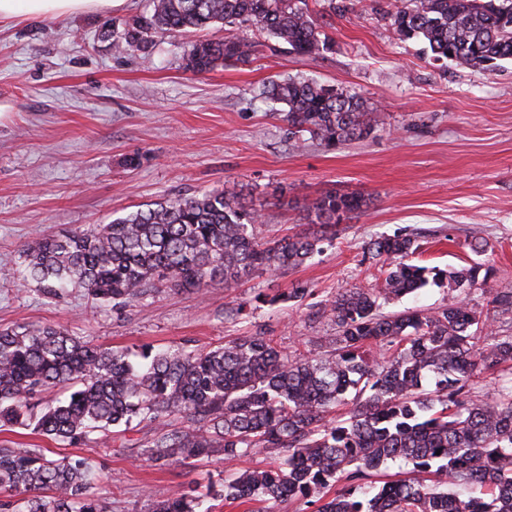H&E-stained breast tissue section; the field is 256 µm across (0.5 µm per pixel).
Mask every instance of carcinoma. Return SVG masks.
<instances>
[{
  "label": "carcinoma",
  "mask_w": 512,
  "mask_h": 512,
  "mask_svg": "<svg viewBox=\"0 0 512 512\" xmlns=\"http://www.w3.org/2000/svg\"><path fill=\"white\" fill-rule=\"evenodd\" d=\"M114 42L138 45L154 31L220 25L224 37L194 43L184 68L206 74L246 65L262 48L320 57L331 38L300 0H152ZM403 40L417 39L433 59L461 69L495 70L512 59V0H396L387 12ZM258 25L264 41L232 34ZM287 107L282 118L295 146L306 139L332 148L365 139L379 116L363 98L333 85L295 77L265 87ZM368 206L353 194L329 193L306 204L321 234L266 239L261 215L247 208L235 183L221 191L158 202L110 224L28 242L18 270L51 298L82 288L112 306L138 302L164 288L173 293L222 284L236 288L257 269H295L336 239L340 223ZM419 244L400 232L369 243L384 268L376 287L350 285L320 304L336 335L322 354L292 357L262 333L208 349L145 348L138 359L89 345L60 325L0 329V426L20 427L65 445L132 423L150 428L141 455L178 463L215 452L234 460L281 448L283 460L245 470L221 489L189 486L157 494L153 512H211L213 495L229 503H261L274 512L302 500L311 512H512V391L470 395L475 378L512 367V335L492 322L512 313V290L496 291L482 312L460 300L437 309L389 315L382 302L428 283L477 284L480 265L441 271L409 261ZM297 284L269 299L301 302ZM383 348L374 356L371 346ZM339 406L338 419L328 415ZM179 414L181 429L169 428ZM389 462L408 478L371 480ZM95 471L84 461H50L26 448L0 446V512H105L94 493ZM342 483L336 496L328 492ZM478 484L482 497H460L448 486Z\"/></svg>",
  "instance_id": "carcinoma-1"
}]
</instances>
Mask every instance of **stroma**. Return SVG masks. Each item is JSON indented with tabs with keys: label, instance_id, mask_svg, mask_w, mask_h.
<instances>
[{
	"label": "stroma",
	"instance_id": "35a3bbf8",
	"mask_svg": "<svg viewBox=\"0 0 512 512\" xmlns=\"http://www.w3.org/2000/svg\"><path fill=\"white\" fill-rule=\"evenodd\" d=\"M388 0H352L332 20L331 50L311 58L263 52L246 65L196 75L183 58L202 32L149 35L117 53L127 22L149 15L151 0H117L111 11L0 25V327L56 324L94 346L210 348L255 332L285 353L318 354L336 333L317 305L339 288L373 286L379 265L367 243L413 233L416 264L444 270L480 264L486 289L428 284L383 303L386 313L435 309L459 299L485 309L489 289H512V61L491 72L463 70L400 40L385 15ZM314 79L356 93L378 112L368 139L330 149H296L281 104L261 98L269 81ZM136 165H129V158ZM238 181L263 216L269 237L314 232L302 203L329 192L370 204L341 225L333 243L299 268L259 271L241 287L158 292L121 308L96 307L84 289L53 300L19 286L20 250L41 235H61L146 208L223 189ZM291 208L278 205V198ZM489 243L470 251L473 232ZM302 283L303 303L269 298ZM244 303L242 314L226 303ZM145 429L62 446L28 430H0V441L42 449L50 460L86 458L100 478L106 512H151L153 497L192 485L220 486L223 455L173 465L145 460L135 446Z\"/></svg>",
	"mask_w": 512,
	"mask_h": 512
}]
</instances>
